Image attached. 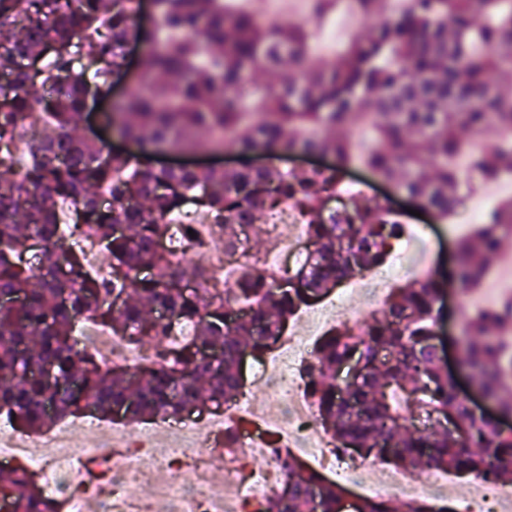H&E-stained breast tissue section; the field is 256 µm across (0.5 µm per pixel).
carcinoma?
Returning <instances> with one entry per match:
<instances>
[{"label": "carcinoma", "instance_id": "1", "mask_svg": "<svg viewBox=\"0 0 512 512\" xmlns=\"http://www.w3.org/2000/svg\"><path fill=\"white\" fill-rule=\"evenodd\" d=\"M153 2L142 26L135 0H0V295L23 296L0 306V415L28 435L80 415L132 424L233 402L244 353L273 350L301 309L384 264L405 237L387 201L346 194L351 167L442 222L472 188L455 164L463 152L476 181L512 173V0H403L393 10L388 0H310L317 17L346 6L366 21L331 59L313 54L304 20L268 27L225 0ZM133 39L148 68L102 118L139 152L105 155L75 131L91 101L111 97ZM285 64L275 82L249 81ZM355 128L376 136L366 153ZM463 129L479 148L467 149ZM201 145L244 157L328 153L336 163L150 166L156 153ZM188 195L224 225L227 251L249 259L261 253L255 226L290 206L313 262L243 272L229 291L204 287L200 254L160 247ZM83 234L104 244L109 277L85 266ZM511 244L512 199L486 213L475 240L458 242L442 272L393 289L384 307L317 341L303 374L320 427L341 449L512 483V432L460 397L436 335L444 288L465 304L486 277L474 250L488 257ZM509 314L512 299L474 308L457 344L470 382L512 414V352L489 332ZM82 318L150 354L132 369L103 363L83 343ZM279 467L282 483L261 512H344L343 486L287 455ZM0 500L11 512H55L20 463L0 468ZM354 512L393 510L363 498Z\"/></svg>", "mask_w": 512, "mask_h": 512}]
</instances>
